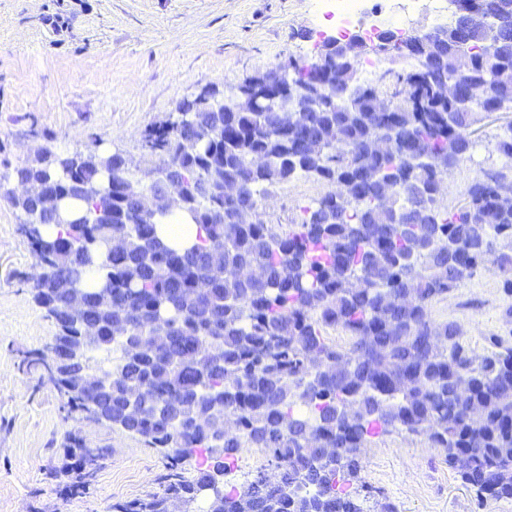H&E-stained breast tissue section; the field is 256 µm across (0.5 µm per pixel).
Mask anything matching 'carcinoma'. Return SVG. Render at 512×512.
Wrapping results in <instances>:
<instances>
[{
  "label": "carcinoma",
  "mask_w": 512,
  "mask_h": 512,
  "mask_svg": "<svg viewBox=\"0 0 512 512\" xmlns=\"http://www.w3.org/2000/svg\"><path fill=\"white\" fill-rule=\"evenodd\" d=\"M455 2L462 12L494 6L512 13V0ZM459 30L454 14L445 43L409 36L412 50L393 48L388 57L423 55L429 63L385 70L342 110L331 97L354 80L364 41L323 45L312 62L288 64L299 112L274 111L279 89L270 84L255 85L256 112L224 111V98L211 89L204 109L184 102V115L147 130L145 146L169 168L165 186L179 189L202 231L186 248L159 238L155 212L141 210L119 152L46 148L13 170V178L40 181L59 195H68L72 181L95 191L81 199L86 215L74 224H57L34 199L16 209L26 216L35 255L53 254L59 268L52 278H33L35 299L74 334L94 323L93 356L118 354L99 408L116 427L172 449L175 462L193 455L212 462L194 480L175 474L161 492L119 503L115 512H171L176 502L189 508L243 448L267 449L272 471L224 484L200 512H364L354 487L362 448L396 427L441 449L480 497L512 498V346L497 341L476 355L460 325L430 313L490 253L512 296V199L505 196L512 132L494 136L496 152L511 164L474 177L463 203L446 206L436 191L448 165L470 158L476 115L512 110V21L495 46L476 33L461 40ZM458 65L490 89L470 112L436 93ZM379 97L393 111H373ZM378 141L386 142L382 152L372 149ZM370 169L383 182L368 181ZM299 174L339 193L303 207L301 222L285 230L239 221V206L261 201L263 187ZM226 183L238 184L241 196L225 199ZM217 209L222 224L211 220ZM100 210L111 213L110 222L96 223ZM51 224L58 232L44 235ZM114 238L125 250L111 255L104 248ZM97 255L112 306L100 303L101 289L86 288L79 312L59 309ZM240 267L259 276L244 278ZM159 318L171 328L164 352L122 355ZM120 323L129 335H113ZM330 328L342 330L348 345L330 342ZM210 350L216 366H200ZM132 391L142 395L135 407ZM221 416L217 448L210 424Z\"/></svg>",
  "instance_id": "carcinoma-1"
}]
</instances>
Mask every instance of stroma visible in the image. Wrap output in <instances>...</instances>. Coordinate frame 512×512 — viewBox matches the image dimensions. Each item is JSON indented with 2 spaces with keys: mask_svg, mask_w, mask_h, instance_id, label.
<instances>
[{
  "mask_svg": "<svg viewBox=\"0 0 512 512\" xmlns=\"http://www.w3.org/2000/svg\"><path fill=\"white\" fill-rule=\"evenodd\" d=\"M329 0H0V175L42 146L62 152L121 150L135 164L155 157L146 131L178 102L209 87L245 82L294 60L311 61L335 32ZM512 112H485L472 127L470 159L447 177L446 204L468 182L504 166L490 143ZM330 187L306 176L267 187L268 224H296ZM35 255L22 217L0 192V512H113L160 491L171 471L194 479L196 457L167 451L69 409L42 361L55 334L34 299ZM434 321L459 324L475 354L493 338L512 344V297L491 267L434 303ZM102 449L81 471L89 493L68 496L64 449ZM367 512H512V499L479 501L441 449L394 429L361 454Z\"/></svg>",
  "mask_w": 512,
  "mask_h": 512,
  "instance_id": "obj_1",
  "label": "stroma"
}]
</instances>
